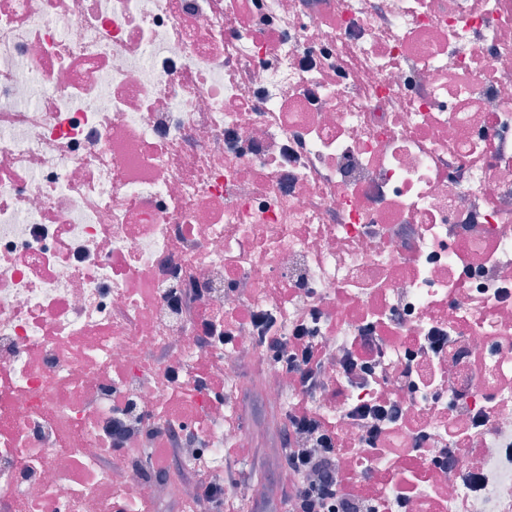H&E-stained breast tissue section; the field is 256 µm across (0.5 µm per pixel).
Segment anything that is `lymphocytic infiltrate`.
Instances as JSON below:
<instances>
[{
	"instance_id": "f902f5d3",
	"label": "lymphocytic infiltrate",
	"mask_w": 512,
	"mask_h": 512,
	"mask_svg": "<svg viewBox=\"0 0 512 512\" xmlns=\"http://www.w3.org/2000/svg\"><path fill=\"white\" fill-rule=\"evenodd\" d=\"M322 313L308 301L291 331H283L269 314L254 315L261 353L277 364L300 391V399L288 406L285 433L278 455L288 478L279 487V500L290 512H375L370 502L347 486L338 484L336 471L341 452L336 446L332 424L313 415L308 399L324 395L326 358L314 326ZM364 447H378L388 428L401 412L393 406L367 402L350 413ZM192 432L167 431L147 436L143 442L150 454L160 455L161 467L178 464L188 445L198 442ZM190 512H240V492L250 482L243 474L226 469L218 474L199 466L184 474Z\"/></svg>"
}]
</instances>
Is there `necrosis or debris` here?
<instances>
[{
    "instance_id": "necrosis-or-debris-1",
    "label": "necrosis or debris",
    "mask_w": 512,
    "mask_h": 512,
    "mask_svg": "<svg viewBox=\"0 0 512 512\" xmlns=\"http://www.w3.org/2000/svg\"><path fill=\"white\" fill-rule=\"evenodd\" d=\"M311 296L346 483L377 512H512V0H0V512L172 497L113 448L121 396L141 429L217 434L181 467L223 470L238 406L155 386L161 353L234 370L225 323L254 352V313ZM366 326L382 367L348 386ZM371 399L402 416L365 449Z\"/></svg>"
}]
</instances>
